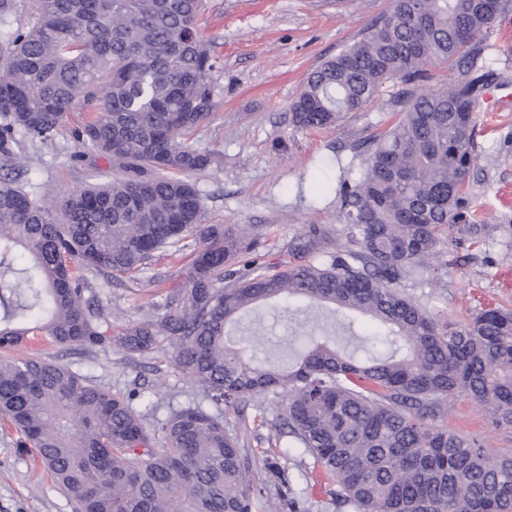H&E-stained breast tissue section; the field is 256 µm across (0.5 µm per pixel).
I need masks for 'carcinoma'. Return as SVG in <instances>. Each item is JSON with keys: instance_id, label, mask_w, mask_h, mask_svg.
I'll return each mask as SVG.
<instances>
[{"instance_id": "obj_1", "label": "carcinoma", "mask_w": 512, "mask_h": 512, "mask_svg": "<svg viewBox=\"0 0 512 512\" xmlns=\"http://www.w3.org/2000/svg\"><path fill=\"white\" fill-rule=\"evenodd\" d=\"M205 0H0V419L23 436L76 512H269L271 488L242 450L244 414L285 400L275 439L310 455L351 512H512V455L444 425L465 395L512 429V311L487 308L440 326L403 291L426 281L444 237L477 239L471 171L476 116L490 85L486 37L506 0H393L361 38L308 74L292 104L298 128H326L402 84L398 119L353 147L333 188L340 242L328 258L273 270L249 225L204 223L189 176L214 163L188 134L215 107L217 61L199 20ZM462 78L426 85L429 67ZM73 132L112 164V182L58 199L27 190L25 141L47 144L68 113ZM194 237L191 271L143 319L116 326L89 277L122 283L156 254ZM80 263L71 266L72 260ZM293 298L370 318L365 358L330 336L293 366L249 354L226 336L243 312ZM115 349L131 360L164 351L202 400L150 424L136 394L93 385L68 367L9 353L28 337ZM237 410L235 429L222 413ZM279 504L305 512L274 462Z\"/></svg>"}]
</instances>
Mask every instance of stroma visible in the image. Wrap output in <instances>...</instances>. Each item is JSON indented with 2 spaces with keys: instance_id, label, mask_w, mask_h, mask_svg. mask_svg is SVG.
I'll return each mask as SVG.
<instances>
[{
  "instance_id": "1",
  "label": "stroma",
  "mask_w": 512,
  "mask_h": 512,
  "mask_svg": "<svg viewBox=\"0 0 512 512\" xmlns=\"http://www.w3.org/2000/svg\"><path fill=\"white\" fill-rule=\"evenodd\" d=\"M392 0H207L203 26L214 40L218 67L211 85L212 118L189 137L199 150L219 155V167L193 174L209 224H258L267 239L265 260L271 265L296 263L289 243L308 225L320 229L311 260L334 251L341 226L335 205L311 208L310 196L327 191L339 175L338 161H349L352 148L394 119L391 99L399 90L393 82L362 110L337 125L305 130L292 125L290 105L306 76L326 59L357 41L363 30L384 15ZM494 74L477 114V159L471 174L476 209L489 230L479 240L451 233L434 261L437 279L407 284L406 293L425 306L439 323H465L483 307L512 309V112H495L490 99L512 95V11L489 35ZM82 118L74 112L54 141L33 147L35 166L28 175L35 193L64 196L89 183L108 181L112 167L105 159L80 151L71 130ZM190 267L186 256H162L137 273L134 280L105 285L94 280L116 323L144 317L159 301L160 288L183 281ZM297 316L286 317L276 302L260 305L232 327L237 336L258 327L263 343L302 342L303 335L327 326L338 335L365 329V317L347 321L331 306L299 301ZM39 357L61 363L90 382L114 392L137 390L140 405L152 406L153 416L165 418L194 397L192 383L157 352L132 362L116 350L65 349L41 346ZM283 412L280 399L253 401L245 409L251 428L245 452L256 472L266 461L278 463L291 478L311 464L310 456L287 443L267 440L270 426ZM446 423L457 433L482 439L495 454H512V430L497 429L487 410L467 396L448 403ZM0 512H75L73 502L21 446V434L0 422Z\"/></svg>"
}]
</instances>
